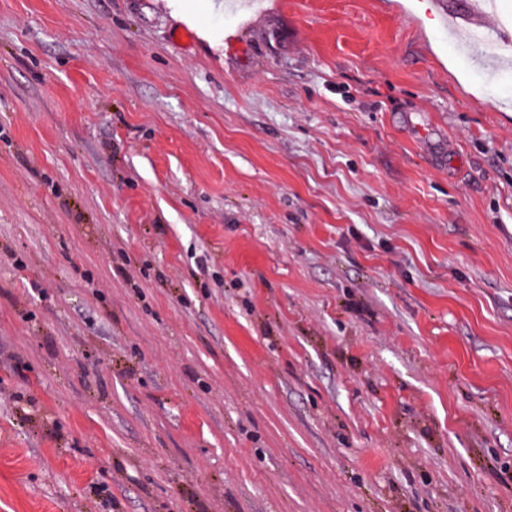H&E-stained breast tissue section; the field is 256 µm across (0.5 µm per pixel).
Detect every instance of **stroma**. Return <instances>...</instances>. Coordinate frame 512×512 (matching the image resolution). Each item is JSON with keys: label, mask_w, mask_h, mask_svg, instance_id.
Masks as SVG:
<instances>
[{"label": "stroma", "mask_w": 512, "mask_h": 512, "mask_svg": "<svg viewBox=\"0 0 512 512\" xmlns=\"http://www.w3.org/2000/svg\"><path fill=\"white\" fill-rule=\"evenodd\" d=\"M0 512H512V69L412 0H0Z\"/></svg>", "instance_id": "1"}]
</instances>
